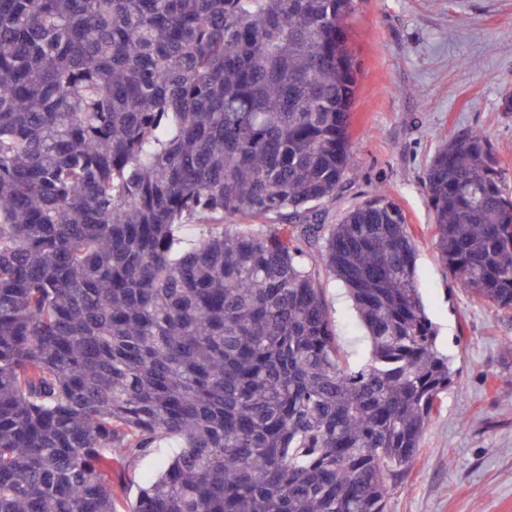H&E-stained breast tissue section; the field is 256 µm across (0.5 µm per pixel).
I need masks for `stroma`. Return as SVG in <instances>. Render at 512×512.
<instances>
[{"label":"stroma","instance_id":"obj_1","mask_svg":"<svg viewBox=\"0 0 512 512\" xmlns=\"http://www.w3.org/2000/svg\"><path fill=\"white\" fill-rule=\"evenodd\" d=\"M350 42L360 67L348 172L317 221L336 224L384 188L417 245L416 270L454 383L421 450L390 483L389 512H512V320L457 288L440 263L422 177L455 132L484 129L512 174V0H356ZM319 284L352 363L368 344L345 290Z\"/></svg>","mask_w":512,"mask_h":512}]
</instances>
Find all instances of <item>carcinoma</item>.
I'll use <instances>...</instances> for the list:
<instances>
[{"label": "carcinoma", "instance_id": "obj_1", "mask_svg": "<svg viewBox=\"0 0 512 512\" xmlns=\"http://www.w3.org/2000/svg\"><path fill=\"white\" fill-rule=\"evenodd\" d=\"M354 12L0 0V512H388L454 372L400 208L378 189L307 223L349 165ZM423 186L451 280L512 317L485 131L449 137ZM312 247L366 331L357 366ZM170 440L127 500L115 466Z\"/></svg>", "mask_w": 512, "mask_h": 512}]
</instances>
